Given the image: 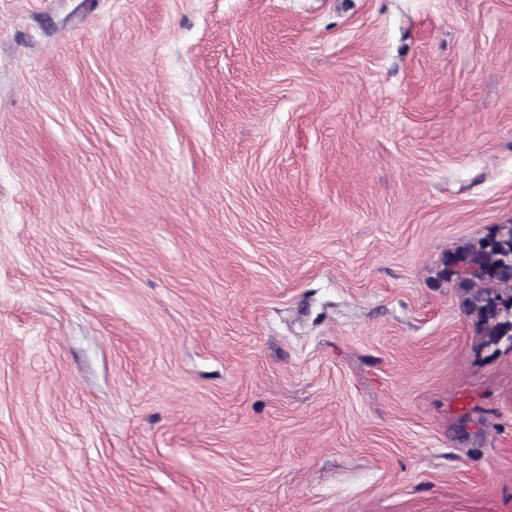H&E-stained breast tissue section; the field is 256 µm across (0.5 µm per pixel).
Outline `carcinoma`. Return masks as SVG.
I'll return each mask as SVG.
<instances>
[{
	"label": "carcinoma",
	"instance_id": "carcinoma-1",
	"mask_svg": "<svg viewBox=\"0 0 512 512\" xmlns=\"http://www.w3.org/2000/svg\"><path fill=\"white\" fill-rule=\"evenodd\" d=\"M496 243L465 244L445 255L443 264L459 270L448 276L457 288L461 307L473 318L482 345L512 344V224L496 226Z\"/></svg>",
	"mask_w": 512,
	"mask_h": 512
}]
</instances>
